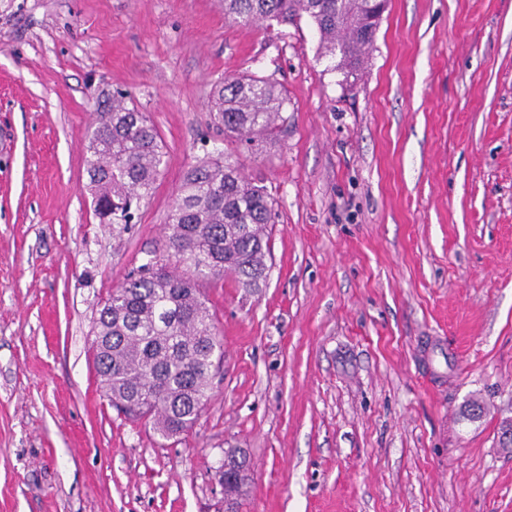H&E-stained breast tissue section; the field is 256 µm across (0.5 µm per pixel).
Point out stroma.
<instances>
[{
  "instance_id": "1",
  "label": "stroma",
  "mask_w": 512,
  "mask_h": 512,
  "mask_svg": "<svg viewBox=\"0 0 512 512\" xmlns=\"http://www.w3.org/2000/svg\"><path fill=\"white\" fill-rule=\"evenodd\" d=\"M318 43L222 0H0V512H224L232 448L238 512H512V0H388L347 87ZM232 75L281 88L275 143L213 123ZM116 89L165 153L123 229L85 172ZM224 151L273 200L270 269L200 282L223 354L165 439L110 406L94 322Z\"/></svg>"
}]
</instances>
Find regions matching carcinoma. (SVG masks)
Segmentation results:
<instances>
[{
    "mask_svg": "<svg viewBox=\"0 0 512 512\" xmlns=\"http://www.w3.org/2000/svg\"><path fill=\"white\" fill-rule=\"evenodd\" d=\"M224 18L253 24L310 21L319 33L317 57L339 58L355 77L374 42L382 0H223ZM114 93L96 109L86 174L95 214L103 224L128 225L160 175L163 152L143 113ZM286 98L262 78L226 76L209 111L224 135L246 143L276 138ZM266 191L250 182L230 155L208 159L183 176L165 225L167 259H150L126 276L96 321L94 364L105 395L123 413L170 438L199 419L209 371L222 353L213 314L199 280L231 277L245 288L266 281L268 227L274 223Z\"/></svg>",
    "mask_w": 512,
    "mask_h": 512,
    "instance_id": "obj_1",
    "label": "carcinoma"
}]
</instances>
